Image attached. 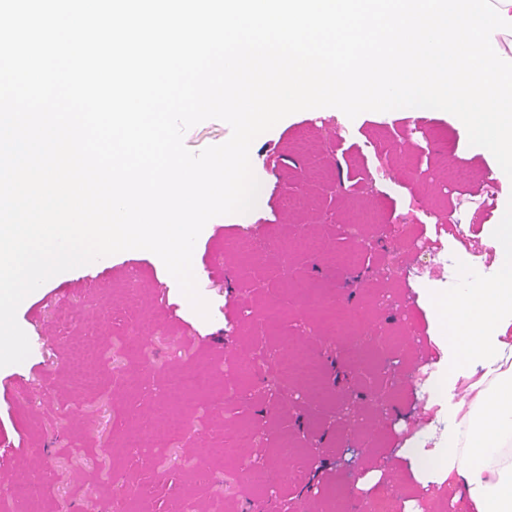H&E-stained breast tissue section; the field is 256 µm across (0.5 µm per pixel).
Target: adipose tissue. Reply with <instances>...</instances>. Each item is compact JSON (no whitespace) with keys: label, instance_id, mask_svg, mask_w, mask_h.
Segmentation results:
<instances>
[{"label":"adipose tissue","instance_id":"1","mask_svg":"<svg viewBox=\"0 0 512 512\" xmlns=\"http://www.w3.org/2000/svg\"><path fill=\"white\" fill-rule=\"evenodd\" d=\"M498 251L491 276H475L458 257L460 289L434 301L447 333L448 369L467 368L480 389L467 412L448 407L441 449L420 457L427 472L447 480L464 512H512V211L491 225Z\"/></svg>","mask_w":512,"mask_h":512}]
</instances>
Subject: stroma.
Wrapping results in <instances>:
<instances>
[{
  "instance_id": "1",
  "label": "stroma",
  "mask_w": 512,
  "mask_h": 512,
  "mask_svg": "<svg viewBox=\"0 0 512 512\" xmlns=\"http://www.w3.org/2000/svg\"><path fill=\"white\" fill-rule=\"evenodd\" d=\"M250 158L259 203L195 245L208 316L136 250L20 304L31 353L0 368V493L31 489L15 512H448L447 483L413 456L448 430L429 384L459 396L471 380L449 375L430 300L457 288L459 251L492 271L485 227L512 209V182L491 180L495 157L439 110L296 112ZM285 338L320 364L322 398L286 372ZM201 362L213 385L169 397ZM381 484L398 491L378 504Z\"/></svg>"
}]
</instances>
